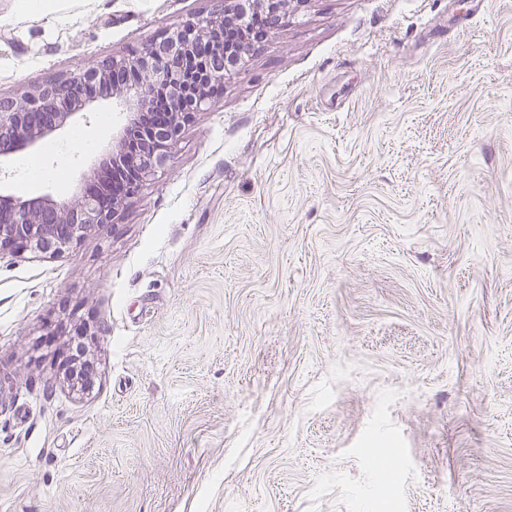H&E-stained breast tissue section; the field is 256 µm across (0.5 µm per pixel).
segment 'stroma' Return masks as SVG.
<instances>
[{
    "mask_svg": "<svg viewBox=\"0 0 512 512\" xmlns=\"http://www.w3.org/2000/svg\"><path fill=\"white\" fill-rule=\"evenodd\" d=\"M27 2L1 97L222 6ZM125 121L0 200L71 198ZM0 512H512V0H296L115 223L1 255ZM90 346L89 343L84 341V337H78V341L75 345L71 346V354L67 359V364L65 367V378L64 380L67 384L75 386V383H79V381H83L80 375L81 364L88 359L90 356Z\"/></svg>",
    "mask_w": 512,
    "mask_h": 512,
    "instance_id": "1",
    "label": "stroma"
}]
</instances>
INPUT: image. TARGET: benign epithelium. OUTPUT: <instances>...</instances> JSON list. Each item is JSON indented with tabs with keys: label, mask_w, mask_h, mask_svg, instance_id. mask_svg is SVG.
<instances>
[{
	"label": "benign epithelium",
	"mask_w": 512,
	"mask_h": 512,
	"mask_svg": "<svg viewBox=\"0 0 512 512\" xmlns=\"http://www.w3.org/2000/svg\"><path fill=\"white\" fill-rule=\"evenodd\" d=\"M284 0H225L224 11L167 30L154 42L112 57L96 66L77 65L65 77L38 82L18 98L0 97V160L21 147H34L63 128L73 117L87 114L100 98H116L128 122L113 137L110 165L132 170L120 190L96 183L91 175L80 194L70 200L45 198L0 207V253L34 251L61 254L88 233L112 224L126 201L167 161L168 149L193 115L214 102L224 89V76L237 67L253 44L239 52L200 49L223 43L224 32H246L255 13L269 18L257 39L288 17ZM152 75L169 89L168 111L156 116L158 89L148 90L142 77ZM90 346L79 338L65 367L67 383L81 381V364Z\"/></svg>",
	"instance_id": "obj_1"
}]
</instances>
